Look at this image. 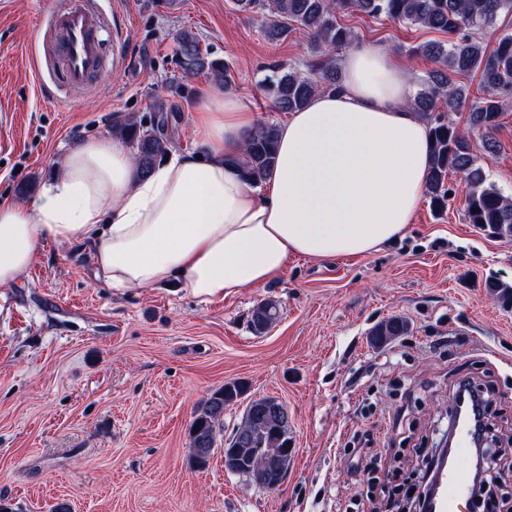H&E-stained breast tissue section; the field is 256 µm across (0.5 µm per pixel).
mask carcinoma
Listing matches in <instances>:
<instances>
[{
    "instance_id": "carcinoma-1",
    "label": "carcinoma",
    "mask_w": 512,
    "mask_h": 512,
    "mask_svg": "<svg viewBox=\"0 0 512 512\" xmlns=\"http://www.w3.org/2000/svg\"><path fill=\"white\" fill-rule=\"evenodd\" d=\"M238 9L254 13L260 32L270 41H280L298 25L314 38L318 58L305 72L274 64L263 80L264 90L278 112H297L311 96L322 91L342 90L336 57L354 42V36L338 23V14L351 10L375 20H389L420 26L448 35V42H428L418 48L436 67L420 80L411 107L426 122L430 139L428 176L424 195L436 209L448 206L452 187L448 175L455 173L469 187L466 217L503 237H512V198L486 181L482 167L468 146L463 132L449 114L468 107L471 131L481 136L486 152L497 150L493 132L505 101L512 98V33L500 35L496 46L488 49L484 32L496 28L498 17L512 14V0H235ZM177 64L185 77L200 73L219 83L229 84V65L201 47L196 34L182 29L176 34ZM479 75L482 96L466 104L467 95L459 78ZM120 134L133 149L139 171L146 174L165 154L170 142L167 119L145 126L134 120ZM278 127L260 123L247 140L240 158L232 160L244 176L257 180L275 164ZM276 302L258 304L251 313L252 329L264 333L279 319ZM408 322L392 317L369 333L371 343L383 345L404 335ZM242 382L226 383L213 391L197 409L191 427L190 460L203 467L217 443L224 410L246 394ZM291 440L288 426L266 420L259 427V444L276 450Z\"/></svg>"
}]
</instances>
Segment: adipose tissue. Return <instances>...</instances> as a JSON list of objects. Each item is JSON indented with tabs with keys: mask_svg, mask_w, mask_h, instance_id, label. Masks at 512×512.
Instances as JSON below:
<instances>
[{
	"mask_svg": "<svg viewBox=\"0 0 512 512\" xmlns=\"http://www.w3.org/2000/svg\"><path fill=\"white\" fill-rule=\"evenodd\" d=\"M344 90L317 93L278 131L273 171L248 182L234 166L256 115L231 91L205 97L196 147L140 175L115 136L77 144L33 204L0 206V288L44 240L88 243L111 288L177 283L203 300L263 284L294 256H358L401 236L427 177L428 138L415 86L388 50L341 60Z\"/></svg>",
	"mask_w": 512,
	"mask_h": 512,
	"instance_id": "ef3b65f1",
	"label": "adipose tissue"
}]
</instances>
